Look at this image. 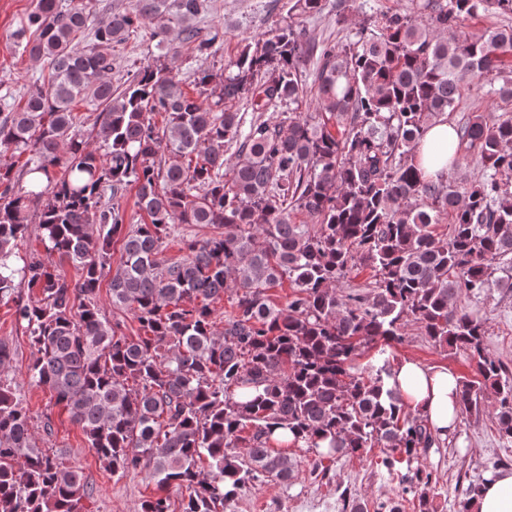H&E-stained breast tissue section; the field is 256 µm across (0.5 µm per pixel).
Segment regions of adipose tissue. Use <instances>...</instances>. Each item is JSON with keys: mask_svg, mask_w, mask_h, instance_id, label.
Listing matches in <instances>:
<instances>
[{"mask_svg": "<svg viewBox=\"0 0 512 512\" xmlns=\"http://www.w3.org/2000/svg\"><path fill=\"white\" fill-rule=\"evenodd\" d=\"M389 386L404 405L424 416L438 438H447L455 430L459 386L452 371L407 359L393 370ZM476 512H512V469H500L486 477Z\"/></svg>", "mask_w": 512, "mask_h": 512, "instance_id": "obj_1", "label": "adipose tissue"}]
</instances>
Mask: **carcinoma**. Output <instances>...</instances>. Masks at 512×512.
Returning a JSON list of instances; mask_svg holds the SVG:
<instances>
[{"mask_svg":"<svg viewBox=\"0 0 512 512\" xmlns=\"http://www.w3.org/2000/svg\"><path fill=\"white\" fill-rule=\"evenodd\" d=\"M325 6L295 0L290 10ZM208 9L209 0H136L95 27L84 0H36L17 33H35L25 51L52 65L49 82L30 84L24 106L0 117V155L26 156L17 171L0 163V302L13 303L29 337V381L81 427L105 470L148 473L157 493L140 512H173L172 491L179 512H226L255 483L294 477L296 462L275 444L307 449L315 472L325 459L385 448V464H406L403 492L431 512L433 475L420 459L436 439L386 388L391 370L355 360L417 326L475 364L473 378L458 379L460 412L480 413L493 395L498 434L512 442V370L487 348L485 320L458 305L512 292V110L454 129L448 167L476 156L470 180L427 178L416 155L463 90L512 102V26L467 30L482 14H512V0H410L365 16L340 48L291 21L224 71L198 69L208 102L150 63L112 89V44L145 21L158 43L175 31L209 57L224 31L201 34ZM309 62L317 111L301 112ZM242 99L255 114L245 135ZM78 100L102 106L94 145ZM277 103L288 111L271 125L264 115ZM131 187L146 222L122 206ZM33 219L76 282L34 256L17 263ZM186 226L207 233L182 237L184 255L165 259ZM355 269L371 271L370 291L338 293ZM106 278L112 308L142 335L107 318ZM285 280L292 294L278 306L268 289ZM23 285L35 299H20ZM226 297L232 313L220 327L213 304ZM12 360L0 341V512H92L83 473L39 445Z\"/></svg>","mask_w":512,"mask_h":512,"instance_id":"cac0c4a2","label":"carcinoma"}]
</instances>
